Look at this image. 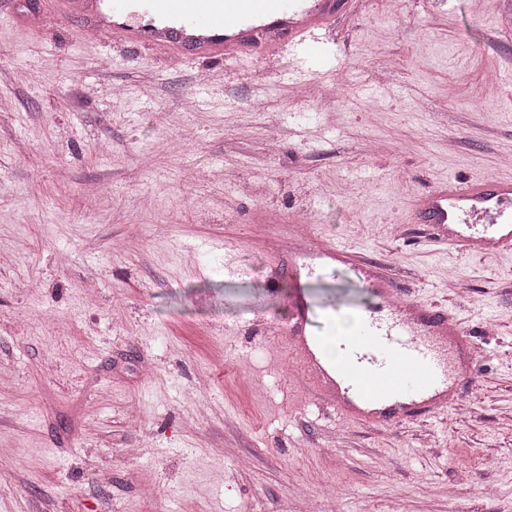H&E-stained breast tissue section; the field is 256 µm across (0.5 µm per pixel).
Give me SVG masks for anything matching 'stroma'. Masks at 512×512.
Masks as SVG:
<instances>
[{
  "mask_svg": "<svg viewBox=\"0 0 512 512\" xmlns=\"http://www.w3.org/2000/svg\"><path fill=\"white\" fill-rule=\"evenodd\" d=\"M499 10L360 0L306 67L174 69L79 41L53 0H0V512H512V254L412 222L422 193L512 157ZM307 209L315 239L473 333L448 412L337 416L269 352L295 287L319 336L376 302L339 266L269 294Z\"/></svg>",
  "mask_w": 512,
  "mask_h": 512,
  "instance_id": "obj_1",
  "label": "stroma"
}]
</instances>
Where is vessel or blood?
Instances as JSON below:
<instances>
[{"label": "vessel or blood", "instance_id": "1", "mask_svg": "<svg viewBox=\"0 0 512 512\" xmlns=\"http://www.w3.org/2000/svg\"><path fill=\"white\" fill-rule=\"evenodd\" d=\"M59 15L79 19L81 39L99 33L129 46L148 45L178 61L192 57L264 61L286 45L324 44L336 19L359 0H54ZM417 223L458 254L512 251V174L473 181L448 180L420 196ZM358 270L379 300L339 339L333 366L317 357L307 331L310 309L299 303L282 332L289 351L338 414L384 425L426 419L450 409L465 378L454 353L476 352L468 330L445 307L403 299L397 281L379 265L358 261L352 248L320 243L294 252L291 270L312 276L318 260Z\"/></svg>", "mask_w": 512, "mask_h": 512}]
</instances>
